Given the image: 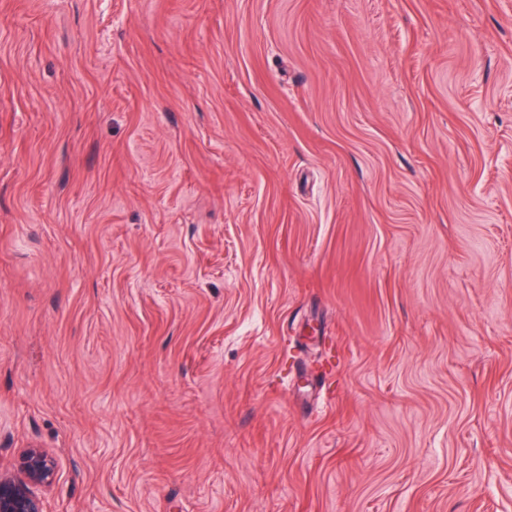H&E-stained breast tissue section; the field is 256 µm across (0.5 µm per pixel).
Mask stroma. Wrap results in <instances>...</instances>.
<instances>
[{
	"label": "stroma",
	"mask_w": 512,
	"mask_h": 512,
	"mask_svg": "<svg viewBox=\"0 0 512 512\" xmlns=\"http://www.w3.org/2000/svg\"><path fill=\"white\" fill-rule=\"evenodd\" d=\"M44 512H512V0H0V468ZM54 476V461L44 448L23 449L14 471L0 472V512H43L35 490L49 486Z\"/></svg>",
	"instance_id": "1"
}]
</instances>
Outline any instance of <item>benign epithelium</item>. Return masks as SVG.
Returning <instances> with one entry per match:
<instances>
[{
	"label": "benign epithelium",
	"mask_w": 512,
	"mask_h": 512,
	"mask_svg": "<svg viewBox=\"0 0 512 512\" xmlns=\"http://www.w3.org/2000/svg\"><path fill=\"white\" fill-rule=\"evenodd\" d=\"M55 464L43 448L23 449L14 471L0 472V512H43L36 489L50 485Z\"/></svg>",
	"instance_id": "7a95c632"
}]
</instances>
